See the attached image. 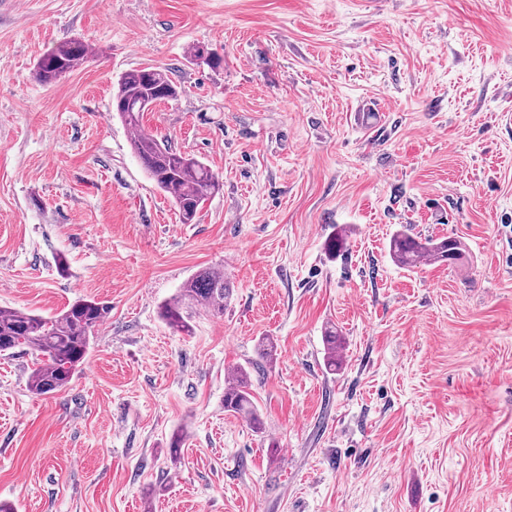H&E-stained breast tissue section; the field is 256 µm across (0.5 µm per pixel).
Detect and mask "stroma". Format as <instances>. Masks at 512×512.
Returning a JSON list of instances; mask_svg holds the SVG:
<instances>
[{"instance_id": "1", "label": "stroma", "mask_w": 512, "mask_h": 512, "mask_svg": "<svg viewBox=\"0 0 512 512\" xmlns=\"http://www.w3.org/2000/svg\"><path fill=\"white\" fill-rule=\"evenodd\" d=\"M73 38L91 59L40 83ZM148 66L179 95L145 128L224 182L192 224L112 112L119 75ZM368 106L374 135L354 121ZM509 110L512 0H0V307H111L61 391H30L32 351L0 355V499L512 512ZM400 229L462 256L403 268ZM206 267L231 287L223 315L173 330L163 303ZM239 367L263 432L224 409Z\"/></svg>"}]
</instances>
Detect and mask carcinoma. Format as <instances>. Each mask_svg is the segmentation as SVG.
Masks as SVG:
<instances>
[{
	"mask_svg": "<svg viewBox=\"0 0 512 512\" xmlns=\"http://www.w3.org/2000/svg\"><path fill=\"white\" fill-rule=\"evenodd\" d=\"M89 56L87 43L72 39L44 53L37 62L36 72L43 83L49 84L82 66ZM174 97L176 88L168 75L159 68L145 67L118 78L113 107L132 133L134 153L157 187L176 205L183 223L190 224L201 205L219 193L222 181L205 163L173 149L142 124L144 112L153 104ZM390 251L397 264L413 268L426 258L435 262L457 259L458 243L449 238L423 241L399 231L390 240ZM229 295L224 272L206 267L197 271L180 293L162 306V317L171 328L188 332L189 310L222 315ZM108 313L109 306L90 297L76 299L51 317L0 309V353L11 354L24 348L35 352L38 362L29 376V389L37 395L57 392L80 371L89 353L92 331L103 323ZM325 343L326 365L334 371L341 366V337L330 330L325 334ZM224 408L249 419L254 429H261L247 370L236 369L233 384L224 389Z\"/></svg>",
	"mask_w": 512,
	"mask_h": 512,
	"instance_id": "carcinoma-1",
	"label": "carcinoma"
}]
</instances>
